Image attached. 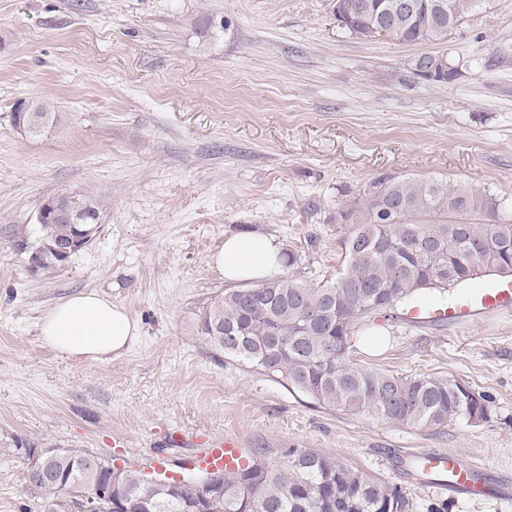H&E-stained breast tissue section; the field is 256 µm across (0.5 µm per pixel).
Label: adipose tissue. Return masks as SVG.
<instances>
[{
	"label": "adipose tissue",
	"instance_id": "obj_1",
	"mask_svg": "<svg viewBox=\"0 0 512 512\" xmlns=\"http://www.w3.org/2000/svg\"><path fill=\"white\" fill-rule=\"evenodd\" d=\"M210 263L229 282L269 280L281 273L282 246L262 234H235L225 237ZM40 332L44 344L56 351L104 360L126 351L140 325L123 306L89 292L55 304L44 316Z\"/></svg>",
	"mask_w": 512,
	"mask_h": 512
}]
</instances>
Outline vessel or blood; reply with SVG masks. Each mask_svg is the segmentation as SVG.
<instances>
[{
  "label": "vessel or blood",
  "instance_id": "b4317fda",
  "mask_svg": "<svg viewBox=\"0 0 512 512\" xmlns=\"http://www.w3.org/2000/svg\"><path fill=\"white\" fill-rule=\"evenodd\" d=\"M512 308V289L503 288L485 296L481 302L482 313H495ZM411 461L419 462L420 468L414 476L418 484L425 487H445L450 492L465 496L485 495L486 488L480 481L481 468L468 457L446 451H410ZM252 458L242 448L237 437L227 436L207 441L189 462L192 469L210 471L225 469L234 471L250 465Z\"/></svg>",
  "mask_w": 512,
  "mask_h": 512
}]
</instances>
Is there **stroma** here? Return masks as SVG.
I'll use <instances>...</instances> for the list:
<instances>
[{"label": "stroma", "instance_id": "obj_1", "mask_svg": "<svg viewBox=\"0 0 512 512\" xmlns=\"http://www.w3.org/2000/svg\"><path fill=\"white\" fill-rule=\"evenodd\" d=\"M444 54L451 83L410 77ZM56 107L34 136L18 103ZM491 192L512 216V0H481L444 43L365 42L332 0H0V439L85 448L138 467L189 458L233 435L278 462L313 448L401 486L416 512H512V498H453L416 485L413 448L474 458L512 476V311L462 321L415 315L353 338L357 362L454 379L489 395L487 421L415 429L323 407L215 354L197 315L229 285L209 264L225 236L277 238L289 273L331 280L340 216L377 176ZM91 191L101 232L62 268L35 272L37 213L53 193ZM512 286L490 272L412 306L478 305ZM97 292L140 334L104 361L42 342L57 302ZM26 462L0 448V512H38Z\"/></svg>", "mask_w": 512, "mask_h": 512}]
</instances>
